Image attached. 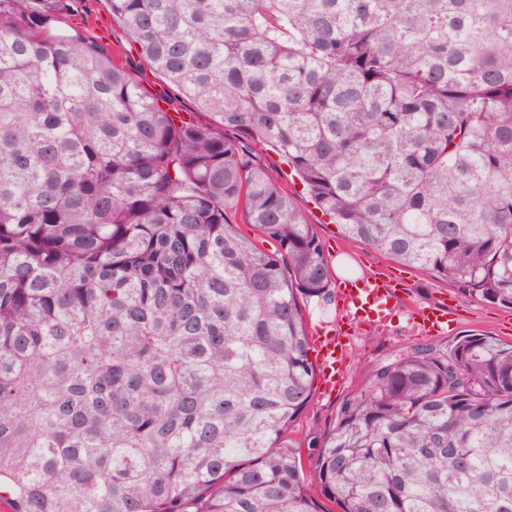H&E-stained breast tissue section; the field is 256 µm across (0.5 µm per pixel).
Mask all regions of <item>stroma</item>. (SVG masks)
I'll return each mask as SVG.
<instances>
[{
    "label": "stroma",
    "mask_w": 512,
    "mask_h": 512,
    "mask_svg": "<svg viewBox=\"0 0 512 512\" xmlns=\"http://www.w3.org/2000/svg\"><path fill=\"white\" fill-rule=\"evenodd\" d=\"M72 27L80 28L87 36L107 45L115 58L135 73L142 87L163 100L170 111L181 113L198 124L209 122L208 114L183 98L163 78L140 66L122 24L112 15L108 0H78L69 15L60 17L52 25L53 30L59 32ZM249 150L253 160L291 198L307 222L313 224L325 245L328 262H335L340 254L347 256L359 278L378 277L388 270L402 274L397 291L398 309L389 320L352 328L350 335L344 339L346 360L335 390H325L321 382H314L312 404L293 424L290 430L292 439L300 440L312 431L328 429L342 399L363 385L362 378L355 371L356 366L394 358L424 341L446 347L459 336L474 331L504 343L512 342V309L473 300L454 286L422 271L402 267L391 257L349 240L340 227L332 223L311 200L298 176L278 152L271 147L254 144L250 145ZM441 302L452 307L449 323L440 332L426 335L415 320L414 311Z\"/></svg>",
    "instance_id": "obj_1"
}]
</instances>
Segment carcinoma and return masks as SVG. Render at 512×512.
I'll return each mask as SVG.
<instances>
[{
  "instance_id": "carcinoma-1",
  "label": "carcinoma",
  "mask_w": 512,
  "mask_h": 512,
  "mask_svg": "<svg viewBox=\"0 0 512 512\" xmlns=\"http://www.w3.org/2000/svg\"><path fill=\"white\" fill-rule=\"evenodd\" d=\"M74 2L0 0V499L512 512V344L482 333L355 368L332 426L290 439L302 302L333 274L244 145L348 238L512 309V0H109L207 125L82 30L43 33Z\"/></svg>"
}]
</instances>
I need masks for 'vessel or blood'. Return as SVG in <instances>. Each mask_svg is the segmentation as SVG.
Segmentation results:
<instances>
[{"mask_svg":"<svg viewBox=\"0 0 512 512\" xmlns=\"http://www.w3.org/2000/svg\"><path fill=\"white\" fill-rule=\"evenodd\" d=\"M397 285L380 278L344 280L337 286L338 302L349 320L365 324L391 316L396 306L393 302ZM415 315L425 332L440 331L448 322L447 307H424ZM342 329L336 328L315 336L314 345L320 355L321 380L327 388H335L336 376L341 371Z\"/></svg>","mask_w":512,"mask_h":512,"instance_id":"vessel-or-blood-1","label":"vessel or blood"}]
</instances>
